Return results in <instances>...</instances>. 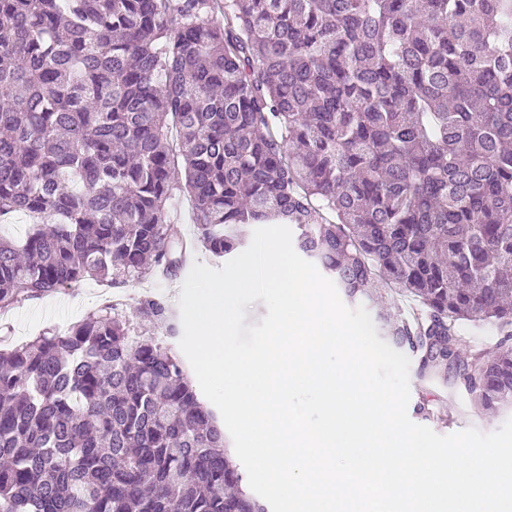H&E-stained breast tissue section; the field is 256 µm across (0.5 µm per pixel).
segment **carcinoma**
Segmentation results:
<instances>
[{
	"label": "carcinoma",
	"mask_w": 512,
	"mask_h": 512,
	"mask_svg": "<svg viewBox=\"0 0 512 512\" xmlns=\"http://www.w3.org/2000/svg\"><path fill=\"white\" fill-rule=\"evenodd\" d=\"M0 310L293 224L422 377L512 406V0H0ZM183 161L184 178L176 162ZM137 316L168 321L147 298ZM0 512H268L181 359L112 308L0 349ZM173 207L180 215L179 220L169 225V233L174 239H180V236L193 237L197 236L196 224L192 221V202L186 192H176L172 200ZM494 334L490 326L474 327L464 325L461 335L460 359H466L468 354L474 350H482L485 348L487 350L486 352L494 351L496 349L497 339V336H494Z\"/></svg>",
	"instance_id": "cac0c4a2"
}]
</instances>
